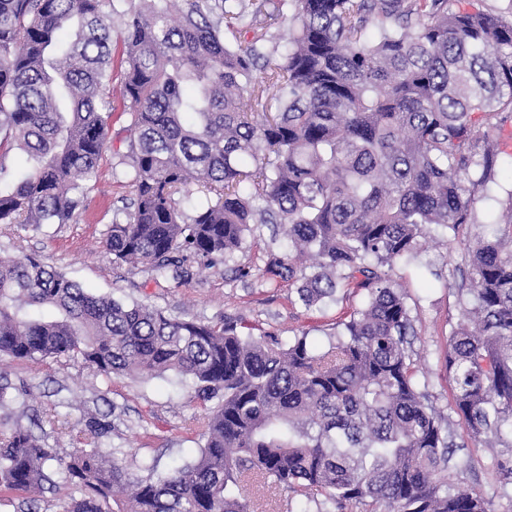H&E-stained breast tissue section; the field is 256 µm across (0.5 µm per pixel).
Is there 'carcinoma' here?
<instances>
[{"instance_id": "carcinoma-1", "label": "carcinoma", "mask_w": 512, "mask_h": 512, "mask_svg": "<svg viewBox=\"0 0 512 512\" xmlns=\"http://www.w3.org/2000/svg\"><path fill=\"white\" fill-rule=\"evenodd\" d=\"M0 0V224H66L110 148L113 19L130 115L123 177L135 192L103 247L155 280L182 260L241 248L250 225H281L310 310L355 286L365 306L324 350L243 334L230 317L185 320L94 294L39 257H0V356L80 357L99 373L173 371L205 407L190 462L135 475L114 448L61 456L16 420L0 432V491L26 512L56 480L79 496L63 512H257L244 488L281 487L316 512H493L457 485L468 463L419 390L414 328L389 270L415 260L431 225L477 223L494 175L493 132L512 119L511 17L453 0ZM291 25L288 47L280 32ZM16 148L33 160L20 178ZM213 204L184 214L175 194ZM496 231L466 248L457 284L466 321L449 340L453 412L477 444L505 449L512 484V200ZM50 307L56 316L37 318ZM27 395L0 385V408ZM82 431L112 429L89 413Z\"/></svg>"}]
</instances>
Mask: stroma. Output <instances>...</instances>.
<instances>
[{
	"mask_svg": "<svg viewBox=\"0 0 512 512\" xmlns=\"http://www.w3.org/2000/svg\"><path fill=\"white\" fill-rule=\"evenodd\" d=\"M111 105L112 147L103 154L96 179L87 185L83 210L67 224L37 228L0 224V254L17 259L39 255L46 265L92 292L135 300L179 318L207 322L231 316L256 335L273 332L289 341L304 332L312 344L327 346L336 323L361 308L366 293L343 288L320 309L306 310L294 285L269 279L265 273L270 255L288 253L286 239L275 234L273 225H252L243 247L231 259L220 258L206 266L188 258L185 266L190 275L179 283H158L142 266L113 262L102 240L113 215L131 210L134 193L125 179L112 175L120 151L126 148L130 117L123 112L120 98H112ZM495 138L500 167L495 179L475 195L477 223L454 232L431 227L421 266L398 262L391 270L413 319L419 388L458 437L464 429L450 408L445 360L449 337L462 320V307L448 279L464 268L466 247L485 234V221L512 194V122L496 131ZM0 374L12 385L30 390L28 397L0 409V422L8 426L16 420L25 425L38 420V435L60 454L99 444L121 449L131 472H138L142 459L153 458L163 473L193 459L204 444V410L194 400L191 384L173 373L145 380L107 377L80 358L62 357L36 363L6 360L0 362ZM88 411L111 421L109 438L98 442L80 431L77 422ZM457 454L470 465L466 488L489 500L493 512H512V485L502 486L498 479V449L470 446Z\"/></svg>",
	"mask_w": 512,
	"mask_h": 512,
	"instance_id": "35a3bbf8",
	"label": "stroma"
}]
</instances>
